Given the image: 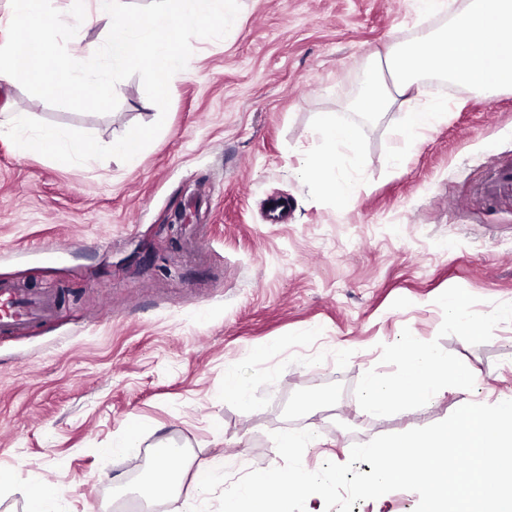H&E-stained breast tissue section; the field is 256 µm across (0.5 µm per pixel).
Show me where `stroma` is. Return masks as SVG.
I'll return each mask as SVG.
<instances>
[{
  "mask_svg": "<svg viewBox=\"0 0 512 512\" xmlns=\"http://www.w3.org/2000/svg\"><path fill=\"white\" fill-rule=\"evenodd\" d=\"M444 22L416 0H240L223 39H193L135 166L63 164L0 136V283L57 297L50 317L0 334V512H26L36 478L66 487L60 512L146 500L131 456L111 451L133 420L145 453L181 451L151 512H184L199 462L232 481L281 465L271 434L293 419L316 434L305 469L349 462L353 445L458 407L451 388L383 417L362 410L366 381L394 377L408 339L474 376L468 398L512 395V197L480 192L512 164V92L429 75L448 110L412 140L406 113L350 109L374 53ZM116 94L99 115L16 87L0 114L108 145L160 115L139 76ZM325 112L355 129L336 153L343 203L306 174ZM274 200L287 222L269 223ZM453 293L466 297L457 317ZM463 318L488 329L464 332ZM231 374L247 403L225 398Z\"/></svg>",
  "mask_w": 512,
  "mask_h": 512,
  "instance_id": "1",
  "label": "stroma"
}]
</instances>
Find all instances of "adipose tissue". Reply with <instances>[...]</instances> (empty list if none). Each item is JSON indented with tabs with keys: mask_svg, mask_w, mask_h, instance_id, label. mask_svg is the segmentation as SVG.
<instances>
[{
	"mask_svg": "<svg viewBox=\"0 0 512 512\" xmlns=\"http://www.w3.org/2000/svg\"><path fill=\"white\" fill-rule=\"evenodd\" d=\"M423 11L444 15L443 26L421 30L410 39L387 46L376 54L375 64L365 74L360 95L352 109L366 117L390 111L395 105L409 106V135L433 129L439 116L447 112L444 101H425L423 79L434 72L449 83L468 90L494 95L512 91V0H466L463 6L449 8L447 0H421ZM9 36L0 41V85H26L51 98L85 94L97 107L107 106L113 88L107 81L85 87L79 61L93 57L97 49L82 40H73L69 63H62L59 52L48 38L58 17L50 0H13L8 19ZM35 52L23 56L22 46ZM322 148L309 163L308 174L345 197L349 188L337 183L332 164L339 147L352 145L350 125L337 122L333 113H323L317 128ZM455 379L459 391H467L472 376L449 368L439 355L413 341L404 348V364L392 379L370 380L368 410L388 414L395 398L426 402L447 389Z\"/></svg>",
	"mask_w": 512,
	"mask_h": 512,
	"instance_id": "ef3b65f1",
	"label": "adipose tissue"
}]
</instances>
